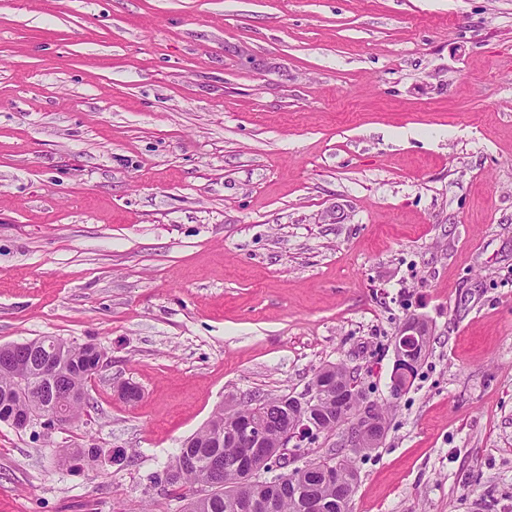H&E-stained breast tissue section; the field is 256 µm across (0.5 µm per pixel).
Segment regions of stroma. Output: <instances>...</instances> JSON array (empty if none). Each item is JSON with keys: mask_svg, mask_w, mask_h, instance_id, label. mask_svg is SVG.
I'll use <instances>...</instances> for the list:
<instances>
[{"mask_svg": "<svg viewBox=\"0 0 512 512\" xmlns=\"http://www.w3.org/2000/svg\"><path fill=\"white\" fill-rule=\"evenodd\" d=\"M39 336L104 365L0 422V512H180L182 440L336 363L392 405L351 512H512V0H0V345ZM425 324L426 322L424 320L415 318V325L413 328L404 329L398 334V336H396V344L394 346L395 364L404 358L403 355L409 349L408 347L412 342L420 340L421 336H427V338L421 344L416 346L411 353L413 357L412 363L404 364L398 368V370H401L402 375L411 378V382L418 374V369L425 360L430 346L431 336L425 335L423 330ZM100 455V448H64L56 453L55 463L62 468H79L81 462H94Z\"/></svg>", "mask_w": 512, "mask_h": 512, "instance_id": "obj_1", "label": "stroma"}]
</instances>
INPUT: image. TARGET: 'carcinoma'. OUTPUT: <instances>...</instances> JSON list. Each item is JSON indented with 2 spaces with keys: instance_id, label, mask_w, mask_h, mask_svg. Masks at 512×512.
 Here are the masks:
<instances>
[{
  "instance_id": "carcinoma-1",
  "label": "carcinoma",
  "mask_w": 512,
  "mask_h": 512,
  "mask_svg": "<svg viewBox=\"0 0 512 512\" xmlns=\"http://www.w3.org/2000/svg\"><path fill=\"white\" fill-rule=\"evenodd\" d=\"M50 336L35 338L26 346L13 350L10 345L0 346V422H8L11 414L44 416L55 407L60 397L69 396L72 418L77 419L88 406L87 383L94 374L101 348L94 344L72 345L57 339L59 370L52 376L43 375L41 358L48 353ZM430 339H425L412 352L413 360L399 367L401 374L415 378L425 360ZM324 381L333 387L353 383L351 372L342 364L328 365L317 371L312 382ZM356 401L341 418H336L335 403L327 401L322 411L315 415V433L334 431L354 422L357 418ZM269 418L266 447H280L281 432L288 422V398L248 397L242 402L231 401L218 407L206 425L183 442L179 452L150 478L154 486L167 484L210 488L205 494L189 497L184 512H251L247 504L251 500H270L272 512H304L303 498L313 496L333 506L332 512H350V502L358 482L356 459L370 452L368 448H331L317 459H311L287 473V479L275 473L273 464L266 459L256 461L264 470L258 481L239 491L235 500L224 497L222 484L238 483V476L230 464L239 454L232 432L246 418ZM101 455L99 448H64L55 455L59 467L77 468L85 461H96ZM345 459L335 479L325 481L314 471L319 461Z\"/></svg>"
}]
</instances>
